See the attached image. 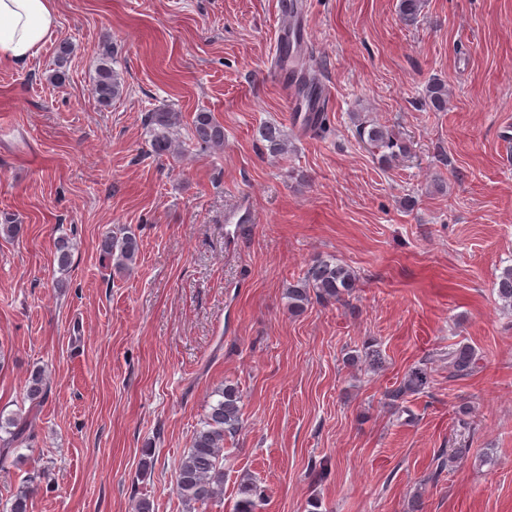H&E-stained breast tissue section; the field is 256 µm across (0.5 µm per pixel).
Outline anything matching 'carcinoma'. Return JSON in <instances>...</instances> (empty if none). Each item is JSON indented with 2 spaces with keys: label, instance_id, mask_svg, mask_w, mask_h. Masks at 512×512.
<instances>
[{
  "label": "carcinoma",
  "instance_id": "1",
  "mask_svg": "<svg viewBox=\"0 0 512 512\" xmlns=\"http://www.w3.org/2000/svg\"><path fill=\"white\" fill-rule=\"evenodd\" d=\"M423 11V0H400L399 13L410 24L417 22ZM302 53L301 39L280 46L279 63L283 70L295 72ZM112 57L110 44L105 43L100 53V64L96 69L92 90L104 106H108L124 92L120 75L112 69L109 60ZM425 99L437 112L448 110V86L440 81H433L426 87ZM304 129L312 132L324 130L326 122L322 112H309L302 118ZM180 124V114L161 111L150 114V145L157 156L168 154L172 150L170 133ZM261 139L267 142L266 148L272 155H281L287 147L283 131L269 125L260 130ZM367 136V142L391 158L402 149L398 139L379 125L369 130L359 131ZM192 136L201 146L219 147L224 144V127L213 114L201 111L193 119ZM100 254L114 261L115 268L125 269L134 264L140 254V240L126 227L101 234L98 241ZM72 243L67 237H59L55 242V258L60 268L70 263ZM357 277L346 264L334 259L317 258L311 262L304 277L288 283L286 295L288 309L294 313L301 312L312 299L322 302H338L354 288ZM498 298L505 305L512 307V266L505 268L494 283ZM479 360L476 350L462 344L448 352V373L452 377L464 378L474 374ZM351 364L364 362L373 370L384 366L385 360L380 349L371 345L355 355L347 357ZM429 383L426 368H413L400 385L389 391L388 400L397 406L410 394L425 389ZM48 393L47 378L40 368L32 370L27 379L26 397L37 407ZM220 399L209 405L200 426L194 431L187 451L181 456L175 469L174 485L177 496L181 499L186 512H198L209 502L219 498L224 492V438L235 434L241 428V396L236 387L224 385L219 390ZM36 417L30 414H14L6 419L0 417V431L9 434L7 446L0 449V468L5 467L9 458V444L28 439L34 434ZM43 479L41 474L29 477L18 487L10 501L8 512H29L30 503L38 484ZM262 500L254 478L245 474L237 485V500L233 512H260Z\"/></svg>",
  "mask_w": 512,
  "mask_h": 512
}]
</instances>
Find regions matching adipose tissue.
<instances>
[{
	"instance_id": "adipose-tissue-1",
	"label": "adipose tissue",
	"mask_w": 512,
	"mask_h": 512,
	"mask_svg": "<svg viewBox=\"0 0 512 512\" xmlns=\"http://www.w3.org/2000/svg\"><path fill=\"white\" fill-rule=\"evenodd\" d=\"M53 0H0V63L25 65L53 35Z\"/></svg>"
}]
</instances>
